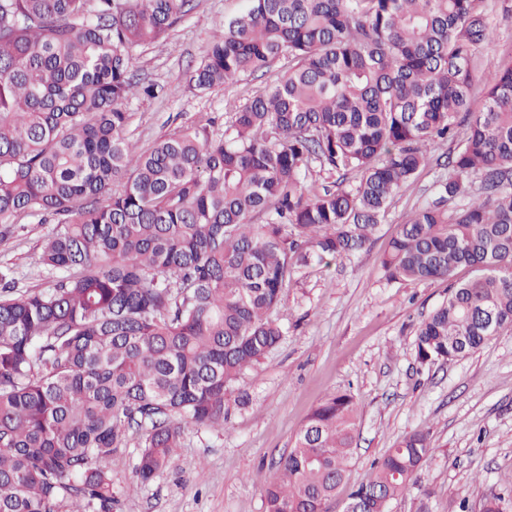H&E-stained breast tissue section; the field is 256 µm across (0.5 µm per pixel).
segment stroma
Returning a JSON list of instances; mask_svg holds the SVG:
<instances>
[{
	"label": "stroma",
	"instance_id": "obj_1",
	"mask_svg": "<svg viewBox=\"0 0 512 512\" xmlns=\"http://www.w3.org/2000/svg\"><path fill=\"white\" fill-rule=\"evenodd\" d=\"M244 5L200 0L167 41L136 49L138 77L175 90L165 100L129 101V133L139 147L210 116L224 120L287 71V60L278 59L266 73L203 93L189 89L188 74L212 35ZM490 20L494 40L479 55L481 73L512 56V14L497 7ZM429 154V166L395 195L365 249L292 274L273 313L282 340L237 382L223 426H187L173 467L142 486L134 476L141 435L131 432L112 470L114 512H265L260 479L293 447L313 409L343 392L354 395L360 411L350 483L365 479L371 461L405 434L425 430L435 451L421 484L432 493L433 512L460 501L480 512L487 498L512 491V335L491 337L451 363L420 365L417 328L447 298L448 283L392 281L382 267L399 225L435 192L445 157L434 145ZM52 227L24 216L0 244V270L10 269L18 291L53 286L55 274L40 261Z\"/></svg>",
	"mask_w": 512,
	"mask_h": 512
}]
</instances>
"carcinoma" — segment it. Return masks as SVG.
Listing matches in <instances>:
<instances>
[{
	"instance_id": "carcinoma-1",
	"label": "carcinoma",
	"mask_w": 512,
	"mask_h": 512,
	"mask_svg": "<svg viewBox=\"0 0 512 512\" xmlns=\"http://www.w3.org/2000/svg\"><path fill=\"white\" fill-rule=\"evenodd\" d=\"M190 72L204 92L288 72L227 113L140 149L126 105L134 50L199 0H0V242L53 220V287L0 271V512H112V465L170 468L188 425H224L227 394L281 339L291 271L363 249L393 195L446 146L448 175L390 240L391 279L449 282L416 333L422 363L512 333V63L488 77L487 0H246ZM331 186L304 192L314 169ZM460 268L470 270L455 280ZM359 409L317 406L261 481L266 512H389L421 486L429 434L403 436L348 485Z\"/></svg>"
}]
</instances>
